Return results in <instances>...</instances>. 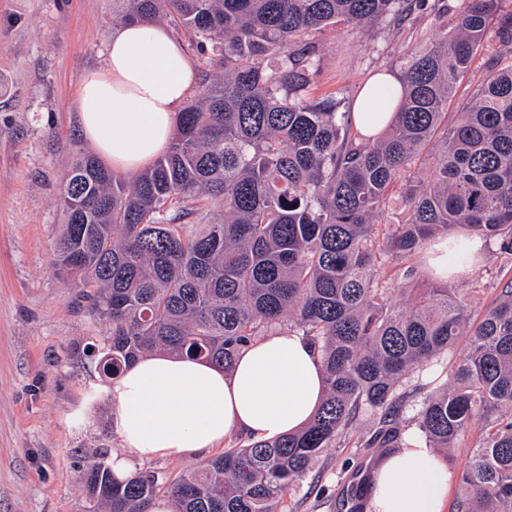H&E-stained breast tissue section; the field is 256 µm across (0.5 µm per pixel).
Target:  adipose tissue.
Listing matches in <instances>:
<instances>
[{
	"mask_svg": "<svg viewBox=\"0 0 512 512\" xmlns=\"http://www.w3.org/2000/svg\"><path fill=\"white\" fill-rule=\"evenodd\" d=\"M196 84L182 43L158 24H127L112 35L102 67L78 92L82 131L113 170L134 173L163 153L175 114ZM122 453L112 470L130 476L135 461L189 457L223 448L231 436L273 440L303 427L321 402L320 359L297 333L251 344L231 371L152 352L105 386ZM454 480L424 443L384 456L372 473V512H445Z\"/></svg>",
	"mask_w": 512,
	"mask_h": 512,
	"instance_id": "ef3b65f1",
	"label": "adipose tissue"
}]
</instances>
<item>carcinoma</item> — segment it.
<instances>
[{
	"label": "carcinoma",
	"instance_id": "1",
	"mask_svg": "<svg viewBox=\"0 0 512 512\" xmlns=\"http://www.w3.org/2000/svg\"><path fill=\"white\" fill-rule=\"evenodd\" d=\"M512 0H465L453 24L381 84L391 123L364 137L333 95L312 92L329 26L399 22L418 0H112L124 23L169 19L198 54L199 93L167 151L133 177L77 153L59 192L54 265L112 325L98 369L139 356L204 359L228 372L282 332L319 353L325 396L299 431L250 439L205 467L119 479L103 457L78 471L80 512H286L295 483L361 409L380 414L381 448L450 449L476 415L484 435L460 473L456 512H512V278L480 320L432 278L403 288L434 244L471 235L512 252ZM494 32L497 47L486 44ZM471 102H448L476 57ZM401 220L378 226L396 202ZM470 352L450 360L460 337ZM447 381L417 430L399 425L405 378L435 360Z\"/></svg>",
	"mask_w": 512,
	"mask_h": 512
}]
</instances>
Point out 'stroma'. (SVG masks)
<instances>
[{
    "instance_id": "1",
    "label": "stroma",
    "mask_w": 512,
    "mask_h": 512,
    "mask_svg": "<svg viewBox=\"0 0 512 512\" xmlns=\"http://www.w3.org/2000/svg\"><path fill=\"white\" fill-rule=\"evenodd\" d=\"M402 26L337 24L321 36L317 91L356 98L375 71L427 49L440 14L461 0H428ZM122 25L112 0H0V512H78L86 457L121 453L88 337L109 331L78 305L53 267L63 222L57 196L76 153H92L76 99ZM512 278V255L493 252L450 279L480 319ZM378 416L361 411L347 435L290 490V512H350L351 495L385 451Z\"/></svg>"
}]
</instances>
